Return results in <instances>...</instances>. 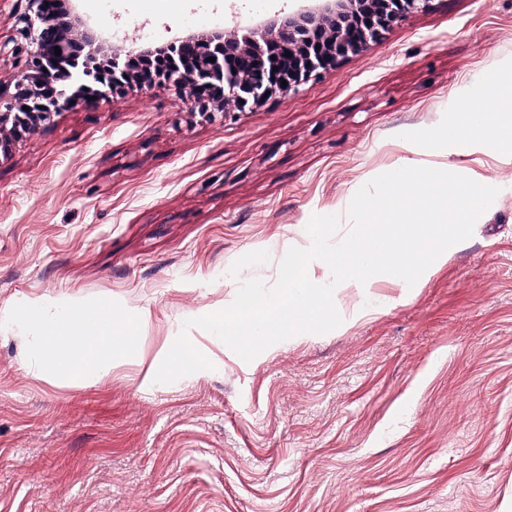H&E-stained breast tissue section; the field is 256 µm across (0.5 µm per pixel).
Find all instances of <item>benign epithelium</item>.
<instances>
[{
	"instance_id": "obj_1",
	"label": "benign epithelium",
	"mask_w": 512,
	"mask_h": 512,
	"mask_svg": "<svg viewBox=\"0 0 512 512\" xmlns=\"http://www.w3.org/2000/svg\"><path fill=\"white\" fill-rule=\"evenodd\" d=\"M52 0H27L21 17L22 35L29 41L25 68L14 80L8 98L0 96V152L10 144L54 121L73 106H90L91 96L81 89L67 91L57 84L54 47L60 56L76 57L95 51L99 36L78 15L74 0L63 8L48 6ZM429 0H319L267 28H252L241 36L218 35L221 54H209L193 37L170 42L167 47L183 55L195 54V65L173 73L194 99L215 90L223 107L205 116L230 109L244 111L265 100V93L290 92L311 76L324 71L328 60L367 49L384 30L406 14L424 9ZM287 86H281V81Z\"/></svg>"
}]
</instances>
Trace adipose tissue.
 Segmentation results:
<instances>
[{
	"label": "adipose tissue",
	"mask_w": 512,
	"mask_h": 512,
	"mask_svg": "<svg viewBox=\"0 0 512 512\" xmlns=\"http://www.w3.org/2000/svg\"><path fill=\"white\" fill-rule=\"evenodd\" d=\"M512 123V82L494 79L480 86L459 103V120L450 131L452 139L465 142L499 138ZM27 321L37 332L39 365L44 372H55L62 361H69V381L79 385L105 369V354L116 346L136 347L139 324L129 322L115 328L112 307L103 303L92 307L71 298L56 311L31 304Z\"/></svg>",
	"instance_id": "1"
}]
</instances>
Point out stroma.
Here are the masks:
<instances>
[{
	"label": "stroma",
	"instance_id": "stroma-1",
	"mask_svg": "<svg viewBox=\"0 0 512 512\" xmlns=\"http://www.w3.org/2000/svg\"><path fill=\"white\" fill-rule=\"evenodd\" d=\"M313 0H79L105 56L244 33ZM26 0H0V91ZM512 78V0H430L359 53L239 114L131 83L0 153V512H506L512 503V152L441 141L486 72ZM498 194L415 285L337 289L341 324L246 361L185 320L273 284L312 215L402 162ZM110 302L140 341L70 386L32 370L30 304ZM214 364L148 377L181 330Z\"/></svg>",
	"mask_w": 512,
	"mask_h": 512
}]
</instances>
